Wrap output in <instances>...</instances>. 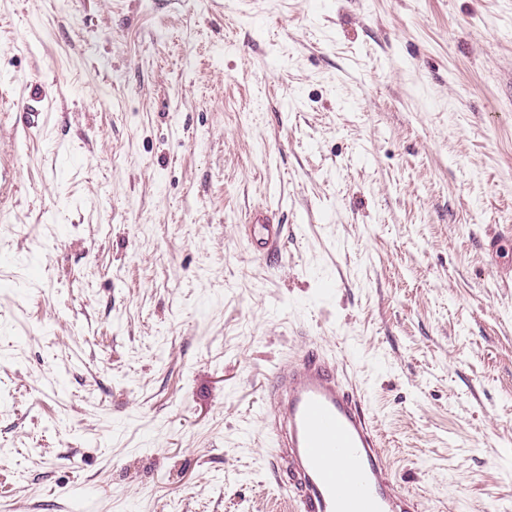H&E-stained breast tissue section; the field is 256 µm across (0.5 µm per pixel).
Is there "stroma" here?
I'll list each match as a JSON object with an SVG mask.
<instances>
[{"instance_id":"35a3bbf8","label":"stroma","mask_w":512,"mask_h":512,"mask_svg":"<svg viewBox=\"0 0 512 512\" xmlns=\"http://www.w3.org/2000/svg\"><path fill=\"white\" fill-rule=\"evenodd\" d=\"M1 159L0 512H286L311 344L420 512H512V0H0ZM283 228L279 224H251L249 236L255 239L254 252L257 258H266L277 246Z\"/></svg>"}]
</instances>
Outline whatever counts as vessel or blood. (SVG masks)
Wrapping results in <instances>:
<instances>
[{
    "instance_id": "obj_1",
    "label": "vessel or blood",
    "mask_w": 512,
    "mask_h": 512,
    "mask_svg": "<svg viewBox=\"0 0 512 512\" xmlns=\"http://www.w3.org/2000/svg\"><path fill=\"white\" fill-rule=\"evenodd\" d=\"M278 224H253L258 257L277 246ZM263 418L275 473L286 475L294 512H419L417 498L390 472L364 398L334 359L309 348L280 366Z\"/></svg>"
}]
</instances>
